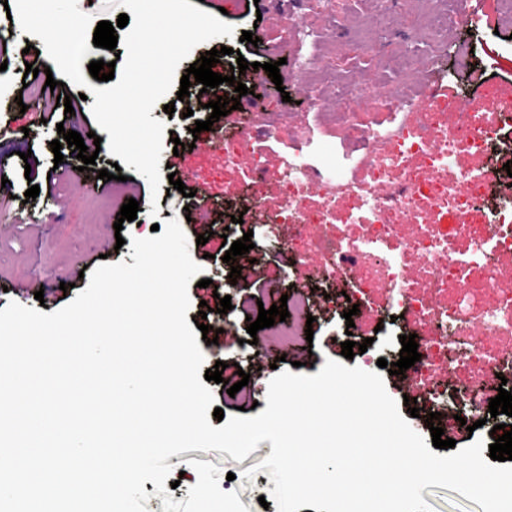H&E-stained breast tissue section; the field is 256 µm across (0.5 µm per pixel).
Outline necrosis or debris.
I'll return each mask as SVG.
<instances>
[{"label": "necrosis or debris", "instance_id": "necrosis-or-debris-1", "mask_svg": "<svg viewBox=\"0 0 512 512\" xmlns=\"http://www.w3.org/2000/svg\"><path fill=\"white\" fill-rule=\"evenodd\" d=\"M512 130V111L482 118L460 113L453 126H446L439 112H412L387 128L372 129L370 148L363 157L368 176L330 184L324 191V206L315 216L324 223L333 214L339 198L352 199L369 228L359 240L345 237L321 240L326 260L348 268L362 281L398 291V301L438 327H452V338L432 336L424 343L421 372L432 369L434 358H447L451 344H458V357L493 377L499 361L484 350L486 339L512 335V290L498 287L497 254L512 253V211L493 216L474 239L468 255L458 256L457 238L468 236L467 215L487 206L491 183L499 178L491 168L469 169L458 176L440 177L450 156L460 151L484 154L498 132ZM461 216L451 230L426 221V207ZM410 213L415 232L400 240L392 232L394 218ZM420 261V275L412 279L403 269L408 258ZM467 290L451 309L437 307L436 298L448 284ZM497 290L492 306H483L479 293Z\"/></svg>", "mask_w": 512, "mask_h": 512}]
</instances>
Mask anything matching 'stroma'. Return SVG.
I'll return each instance as SVG.
<instances>
[{"mask_svg":"<svg viewBox=\"0 0 512 512\" xmlns=\"http://www.w3.org/2000/svg\"><path fill=\"white\" fill-rule=\"evenodd\" d=\"M455 0H242L241 6L225 15L226 23L234 27L232 37H219L196 46L182 60L176 73L185 75L191 62L212 48L226 46L231 55L225 65L245 58L249 64L240 80L252 86V94L240 97L237 112L224 118V136L237 141L241 128L272 125L276 135L257 139L245 151H238L233 162H225L223 151L192 156L188 150L194 138L190 132L196 121L206 120V105L211 93L202 92L200 83L189 89L195 108L178 101L176 91H169L174 101L173 115H166L163 104H156L153 118L165 121L173 140L164 142L160 163L163 181L159 198H152L148 181L134 168L122 167V181L115 187L139 203L137 218L124 222L122 231H115L109 209L98 208L93 197H73L67 178L48 182L54 166L50 147L57 139L58 128L80 134L97 131L91 101L81 100L80 89L73 84L45 89V70L52 61L43 52L38 37L22 32L16 21L7 17L0 7V31L12 38L9 49L0 52L7 60V84L18 87L20 82L31 85L34 95L16 101L0 98V156L7 160L0 167V179L9 180V187H0V309L9 302L27 307L47 305L56 311L84 291V284L61 290L70 279V267L83 258L106 254L108 263H132L130 238L149 237L154 221L177 220L188 240L192 259L199 264L203 276L212 281L210 287L189 286L190 309L188 323L199 317L201 301H212L214 293L230 296L232 310L208 313L207 325L219 329L216 344L198 339L204 355L205 368L216 361L226 362L223 381L212 384L214 404L225 416L243 411L256 416L267 407L268 384L276 371L291 369L293 362H302V372L317 374L326 360H343L341 344L351 340L366 344V352L356 353L345 360L347 367L366 371L377 370L378 359L395 362L402 345L400 336L413 334L418 340L434 335L435 330L412 312L402 311L396 304V293L389 288H363L355 275L346 268H337L333 277L317 274L306 278L303 268L318 263L321 252L318 237L341 235L358 237L366 228L349 211L340 209L326 224L297 226L285 223L279 201L282 180L289 159L299 157L325 181L348 179L361 172L360 161L366 152L364 141L348 136L331 124L335 114L349 116L359 127L393 122L402 105L395 97L399 85H415L418 72L435 69L440 87L450 95L469 100L472 111L488 112L492 106L481 94L485 82L512 88V29L502 19L488 17L471 25L450 27L447 38L426 37L419 30L418 16L429 11L447 16L455 11ZM393 14L396 21L389 27H376L377 16ZM242 31L259 37V44L239 41ZM38 50L42 67L37 76H26L19 50L27 45ZM280 62L282 86H275L262 63ZM315 64L335 72V82L323 85L318 101H310V86L304 75L305 66ZM69 96L78 107L77 114L56 113L52 124L31 127L28 135H20L12 126L24 122L21 106L56 104L58 97ZM184 150L175 151V142ZM29 159H21V152ZM512 159V133L502 132L490 142L485 155L466 153L455 156L448 165L449 173L478 166H502ZM191 167L198 181L210 191L207 223L187 221L188 210L197 209L195 198L183 196L168 181L172 172ZM38 185L37 199L29 201L25 192L29 185ZM158 215H151V208ZM42 213L45 222L32 225L21 221V214ZM253 233L254 249L237 257L242 268L241 280L230 282L229 265L217 253L223 241H237L244 233ZM208 235L206 244H199L198 235ZM43 291V300H36V291ZM302 293L306 311L291 314L299 334L291 346L281 347L267 330L257 333V345L247 344L248 318L257 317L260 307L279 303L289 292ZM354 310L352 320L343 313ZM313 329L312 338H305L306 329ZM251 374L247 386L236 395H228V385L237 383L239 371ZM389 395L400 404L399 413L423 437H430L426 425L430 413L451 418L462 413L461 396L474 385L475 375L464 364L456 363L449 375L433 376L419 386H411L404 375H385ZM417 401L418 417H411L403 397ZM272 451L270 442H261L242 461H235L220 451L191 450L170 456L175 489L169 495L173 501L187 500L188 490L197 482L194 462H210L222 472L233 473V480L221 481L223 491H236L248 512H278L276 506L262 507L260 497L268 496L274 484L268 470L258 464ZM255 469L254 478H244L247 469Z\"/></svg>","mask_w":512,"mask_h":512,"instance_id":"stroma-1","label":"stroma"}]
</instances>
